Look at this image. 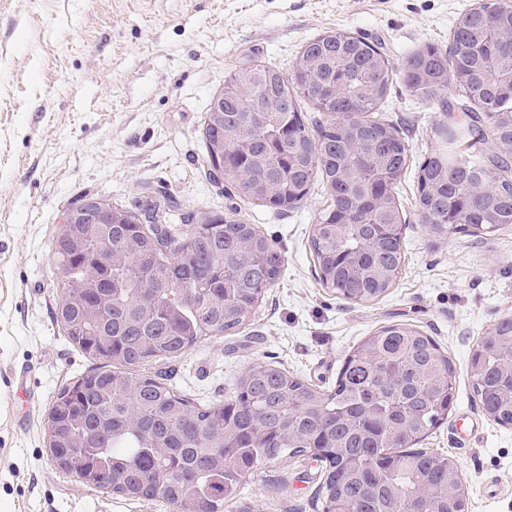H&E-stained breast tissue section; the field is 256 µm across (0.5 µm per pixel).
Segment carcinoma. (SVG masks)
Masks as SVG:
<instances>
[{
  "instance_id": "obj_1",
  "label": "carcinoma",
  "mask_w": 512,
  "mask_h": 512,
  "mask_svg": "<svg viewBox=\"0 0 512 512\" xmlns=\"http://www.w3.org/2000/svg\"><path fill=\"white\" fill-rule=\"evenodd\" d=\"M511 33L509 0H478L448 46L419 47L398 65L374 42L326 32L287 75L263 61L232 70L224 111L206 113L204 148L224 153L221 179L244 202L286 212L320 188L327 205L310 240L318 280L350 302L374 301L405 261L397 190L409 148L381 114L394 83L466 115L448 127V147L418 166L421 224L437 236H493L512 224ZM112 220L65 224L54 240L57 322L99 362L48 410L56 469L175 512H224L260 464L315 455L322 512H466L458 462L418 447L456 391L453 363L433 337L390 324L354 348L333 387L255 363L232 398L197 402L142 369L240 331L284 258L235 209L148 234L122 205H112ZM468 373L484 415L512 425L511 317L480 338Z\"/></svg>"
}]
</instances>
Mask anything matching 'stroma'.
<instances>
[{
	"mask_svg": "<svg viewBox=\"0 0 512 512\" xmlns=\"http://www.w3.org/2000/svg\"><path fill=\"white\" fill-rule=\"evenodd\" d=\"M475 0H0V512H173L159 499L91 490L57 471L46 450L58 390L93 367L55 321L53 241L69 208L101 195L136 209L175 196L182 216L240 214L285 264L235 336L208 340L162 364L193 399L218 401L256 362L331 385L348 353L378 328L405 322L433 336L457 371L454 404L424 447L457 458L468 512H512V426L485 416L467 365L499 320L512 316V225L484 240L437 237L408 218L400 279L365 304L318 281L310 248L325 200L285 214L229 197L202 165V126L232 69L258 57L291 72L306 42L343 29L400 60L447 45ZM382 110L410 145L399 186L404 209L417 169L444 147L448 118L394 87ZM27 372V403L14 380ZM469 437L466 453L455 438ZM320 465L294 458L258 468L228 512H316Z\"/></svg>",
	"mask_w": 512,
	"mask_h": 512,
	"instance_id": "obj_1",
	"label": "stroma"
}]
</instances>
